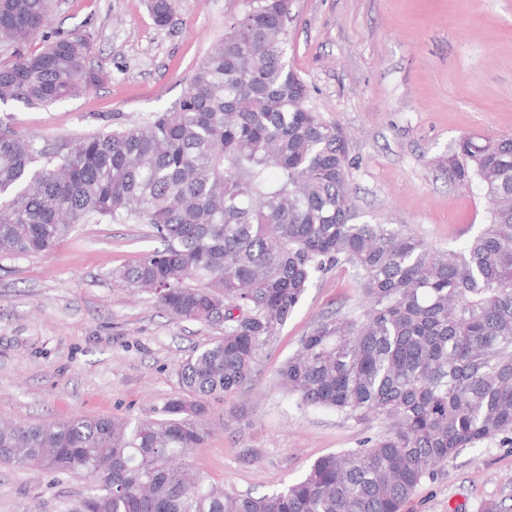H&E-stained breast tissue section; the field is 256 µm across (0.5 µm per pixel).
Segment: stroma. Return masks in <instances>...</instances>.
Segmentation results:
<instances>
[{"instance_id":"obj_1","label":"stroma","mask_w":512,"mask_h":512,"mask_svg":"<svg viewBox=\"0 0 512 512\" xmlns=\"http://www.w3.org/2000/svg\"><path fill=\"white\" fill-rule=\"evenodd\" d=\"M241 9L242 0H177L160 27L147 0H53L29 48L90 31L88 65L100 80L46 108L0 102V122L53 144L165 111ZM292 13L287 58L312 87V106L349 135L359 214L437 249L462 248L483 229L487 203L449 185L436 163L462 135L512 134V0H294ZM161 245L148 224H80L48 253L0 257V420H142L183 396L180 365L222 328L174 317L114 276ZM361 300L349 263L313 276L249 381L210 401L211 434L191 472L260 494L379 432V421L302 406L278 385L314 326ZM89 488L79 474L0 464V512H61ZM490 499L512 505V440L501 436L436 468L403 512H477Z\"/></svg>"}]
</instances>
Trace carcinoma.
<instances>
[{
  "instance_id": "obj_1",
  "label": "carcinoma",
  "mask_w": 512,
  "mask_h": 512,
  "mask_svg": "<svg viewBox=\"0 0 512 512\" xmlns=\"http://www.w3.org/2000/svg\"><path fill=\"white\" fill-rule=\"evenodd\" d=\"M293 2L243 0L182 99L140 124L53 145L0 125V256L47 253L78 224H150L164 247L113 276L224 327L180 365L186 396L155 418L0 423L1 464L90 480L64 512H401L435 468L512 435V134L448 150V184L488 202L463 248L361 220L346 133L310 106L287 59ZM174 7L150 0L161 27ZM50 13L51 0H0V49ZM91 42L59 34L0 64V102L48 106L93 86ZM339 261L356 271L361 309L319 321L279 379L302 405L377 420L379 433L259 495L182 472L207 440L208 400L249 379L313 275Z\"/></svg>"
}]
</instances>
